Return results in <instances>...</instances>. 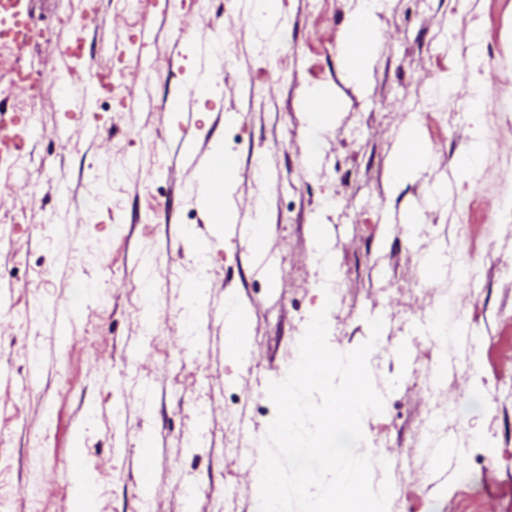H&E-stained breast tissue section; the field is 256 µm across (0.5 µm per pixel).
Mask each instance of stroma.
<instances>
[{
    "instance_id": "1",
    "label": "stroma",
    "mask_w": 512,
    "mask_h": 512,
    "mask_svg": "<svg viewBox=\"0 0 512 512\" xmlns=\"http://www.w3.org/2000/svg\"><path fill=\"white\" fill-rule=\"evenodd\" d=\"M153 2L35 0L46 78L4 103L42 132L0 161V512H71L83 484L95 512H258L267 388L322 309L340 352L384 321L368 358L384 409L360 450L401 457L372 473L394 488L388 512H512V398L497 384L512 368V0H377L361 82L342 51L362 0H279L264 22L248 0H167L164 19ZM92 13L100 76L77 82L71 111L60 80L79 72L70 44ZM200 32L230 58L188 131L160 104L195 80ZM316 94L329 113L313 137ZM409 131L426 155L398 178ZM190 142L231 163L232 223H206L200 173L180 158ZM256 213L265 271L241 231ZM228 295L248 313L241 358ZM436 309L444 351L428 337ZM439 404L454 422L419 444Z\"/></svg>"
}]
</instances>
